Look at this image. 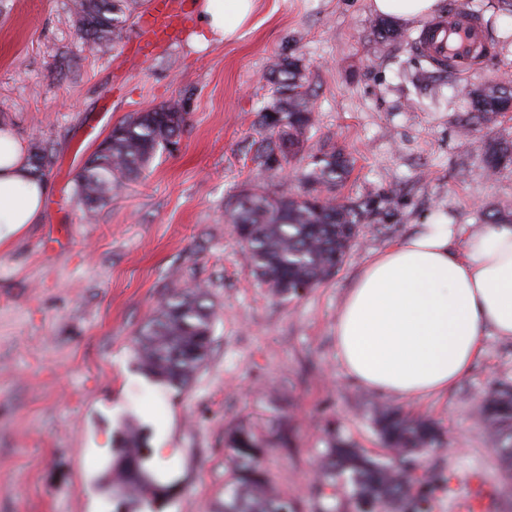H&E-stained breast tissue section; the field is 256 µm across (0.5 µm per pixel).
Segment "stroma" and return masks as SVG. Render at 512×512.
<instances>
[{
    "label": "stroma",
    "mask_w": 512,
    "mask_h": 512,
    "mask_svg": "<svg viewBox=\"0 0 512 512\" xmlns=\"http://www.w3.org/2000/svg\"><path fill=\"white\" fill-rule=\"evenodd\" d=\"M67 2L0 0V117L52 156L44 222L0 249V512H113L100 478L130 421L148 436L150 468L181 485L156 512H217L224 435L240 423L288 428L292 448L273 451L267 468L307 502L327 420L379 452L371 416L383 401L441 428L443 447L424 459L449 477L433 512H512V481L475 416L485 395L512 386V339L486 336L447 395L419 401L354 383L336 345L338 310L372 254L440 215L476 229L481 214L512 216V165L490 170L484 153L512 141V113L465 130L457 94L512 80V14L465 0L488 52L421 84L420 26L379 41L369 0H259L242 37L203 49L192 0H175L173 40L147 45L137 16L103 55L81 48ZM293 52L315 124L298 156L270 171L256 158L258 114L273 100L270 65ZM179 98L187 121L176 145L87 220L73 182L89 156L128 115ZM332 147L349 161L333 196L370 211L333 277L274 297L242 258L234 202L245 189L298 194L312 157ZM192 283L217 313L213 353L177 391L140 372L132 344L160 301Z\"/></svg>",
    "instance_id": "1"
}]
</instances>
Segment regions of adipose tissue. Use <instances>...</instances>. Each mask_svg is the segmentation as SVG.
Segmentation results:
<instances>
[{
	"label": "adipose tissue",
	"instance_id": "adipose-tissue-1",
	"mask_svg": "<svg viewBox=\"0 0 512 512\" xmlns=\"http://www.w3.org/2000/svg\"><path fill=\"white\" fill-rule=\"evenodd\" d=\"M443 0H371L375 14L412 26ZM196 42L241 37L257 0H194ZM0 120V248L43 218L46 180ZM512 338V223L477 233L441 216L370 258L342 302L336 343L347 375L380 394L447 393L470 369L486 335Z\"/></svg>",
	"mask_w": 512,
	"mask_h": 512
}]
</instances>
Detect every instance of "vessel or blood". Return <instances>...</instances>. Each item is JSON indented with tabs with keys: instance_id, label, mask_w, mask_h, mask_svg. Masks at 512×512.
Segmentation results:
<instances>
[{
	"instance_id": "vessel-or-blood-1",
	"label": "vessel or blood",
	"mask_w": 512,
	"mask_h": 512,
	"mask_svg": "<svg viewBox=\"0 0 512 512\" xmlns=\"http://www.w3.org/2000/svg\"><path fill=\"white\" fill-rule=\"evenodd\" d=\"M144 24L150 40H169L177 24L169 0H153ZM416 45L435 66L463 72L483 55L487 39L475 15L458 4L432 22L418 36Z\"/></svg>"
}]
</instances>
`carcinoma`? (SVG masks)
<instances>
[{"label":"carcinoma","mask_w":512,"mask_h":512,"mask_svg":"<svg viewBox=\"0 0 512 512\" xmlns=\"http://www.w3.org/2000/svg\"><path fill=\"white\" fill-rule=\"evenodd\" d=\"M142 0H70L76 36L84 48L105 53L120 37ZM299 58L283 57L271 65L278 99L272 111L260 113L267 136L257 154L273 169L300 152L302 137L314 125L313 110L301 91ZM471 111L466 125L484 123L512 106V81L464 88ZM181 101L168 102L148 112H135L115 124L102 147L86 162L74 180V192L89 218L112 199V190L123 179L144 174L157 153L174 143L186 124ZM487 162L497 168L512 163V144L493 141ZM46 148L33 145L28 153L31 168L40 173L50 163ZM349 167L335 149L315 157L303 176L306 189L293 196L247 192L237 197L231 219L241 250L259 280L282 298L298 297V289H312L331 278L343 265L367 209L340 203L324 195ZM216 313L205 287L194 284L170 291L135 339L140 371L170 388L188 386L212 353ZM481 422L496 457L506 473L512 472V387L492 391L480 407ZM373 426L385 453L371 455L357 447L330 424L321 440L314 495L318 512H339L327 504L324 488L340 482L354 512H432L436 491L449 483L441 471L431 472L420 484L414 472L422 457L442 442L437 423L423 416H409L390 405H380ZM291 437L280 429L269 440L246 425L224 436V502L218 512H303L302 505L272 483L266 458L276 447L287 448ZM151 455L144 431L133 425L120 432L119 447L106 470L105 485L116 504L114 512H138L171 497L176 489L163 483L146 466Z\"/></svg>","instance_id":"obj_1"}]
</instances>
